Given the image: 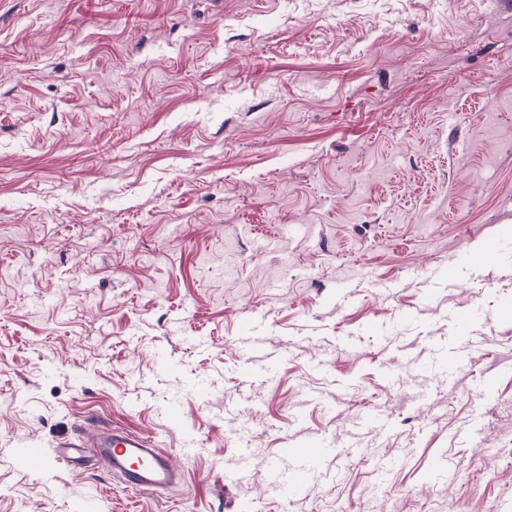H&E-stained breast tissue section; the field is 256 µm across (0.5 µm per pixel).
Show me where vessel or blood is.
<instances>
[{
  "instance_id": "obj_1",
  "label": "vessel or blood",
  "mask_w": 512,
  "mask_h": 512,
  "mask_svg": "<svg viewBox=\"0 0 512 512\" xmlns=\"http://www.w3.org/2000/svg\"><path fill=\"white\" fill-rule=\"evenodd\" d=\"M95 456L109 473L126 486L142 490H164L180 485L183 473L170 455L155 448L143 435L122 428L102 429L92 436ZM330 448L326 441L313 438L296 442L285 449L282 462L273 466L272 476L285 484L292 496L304 495L323 473V461ZM83 446L79 443H61L54 453L42 449L22 447L15 451L16 463L26 469L48 468L52 460H83Z\"/></svg>"
}]
</instances>
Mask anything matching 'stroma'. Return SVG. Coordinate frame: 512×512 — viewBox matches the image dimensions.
<instances>
[{"label":"stroma","instance_id":"1","mask_svg":"<svg viewBox=\"0 0 512 512\" xmlns=\"http://www.w3.org/2000/svg\"><path fill=\"white\" fill-rule=\"evenodd\" d=\"M102 427L182 484L15 463ZM246 498L512 512V0H0V512ZM329 447L324 439L319 438L293 443L284 450L281 460L284 466H273V478L287 486V494L295 497L304 495L323 477V461L330 452Z\"/></svg>","mask_w":512,"mask_h":512}]
</instances>
